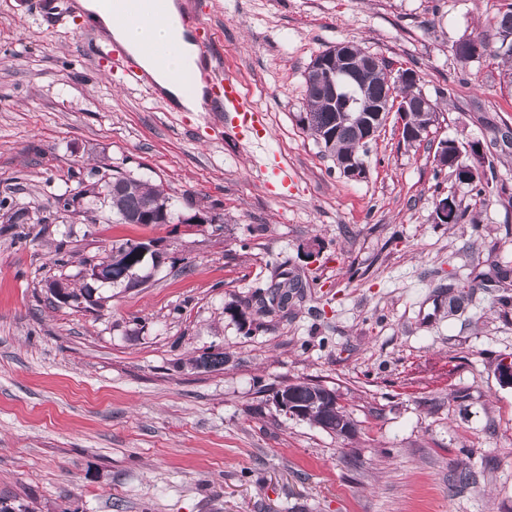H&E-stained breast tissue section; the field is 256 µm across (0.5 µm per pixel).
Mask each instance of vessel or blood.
Segmentation results:
<instances>
[{
    "instance_id": "b4317fda",
    "label": "vessel or blood",
    "mask_w": 512,
    "mask_h": 512,
    "mask_svg": "<svg viewBox=\"0 0 512 512\" xmlns=\"http://www.w3.org/2000/svg\"><path fill=\"white\" fill-rule=\"evenodd\" d=\"M178 3L180 25L193 43L197 55L195 67L189 68L181 76L187 93L203 90L204 99L213 111L232 115L242 129L256 128L262 122V115L241 92L237 79L222 71L207 24L195 13L193 0H178ZM102 49L114 61L133 71L139 84L150 90L165 111L174 110L172 98L164 94L153 76L140 66L136 55L108 37L104 38Z\"/></svg>"
}]
</instances>
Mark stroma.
I'll return each mask as SVG.
<instances>
[{"label":"stroma","mask_w":512,"mask_h":512,"mask_svg":"<svg viewBox=\"0 0 512 512\" xmlns=\"http://www.w3.org/2000/svg\"><path fill=\"white\" fill-rule=\"evenodd\" d=\"M225 70L263 115L238 134L167 112L94 51L82 16L42 25L0 0V500L31 512H512V89L498 62L451 50L498 0H194ZM353 42L414 69L439 103L424 140L395 122L344 177L303 130L311 61ZM480 143L475 196L436 145ZM175 189L183 223L108 209L43 220L90 166ZM455 195L464 220L440 224ZM27 210L22 224L9 223ZM205 216L202 224L187 216ZM164 259L139 286L96 284V310L49 292L126 241ZM302 294L266 310L281 275ZM472 287L458 312L448 287ZM220 350L224 365L196 368ZM336 387L351 438L287 418L296 379ZM469 467L473 484L448 479Z\"/></svg>","instance_id":"1"}]
</instances>
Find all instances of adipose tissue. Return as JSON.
Here are the masks:
<instances>
[{
    "label": "adipose tissue",
    "instance_id": "adipose-tissue-1",
    "mask_svg": "<svg viewBox=\"0 0 512 512\" xmlns=\"http://www.w3.org/2000/svg\"><path fill=\"white\" fill-rule=\"evenodd\" d=\"M81 5L90 19L102 23L116 41L131 51L142 52L143 66L154 69L155 79L166 93L190 111L202 110V92L186 94L178 79L183 65L195 61V48L179 27L152 21L145 14L114 20L99 11L96 0H82Z\"/></svg>",
    "mask_w": 512,
    "mask_h": 512
}]
</instances>
